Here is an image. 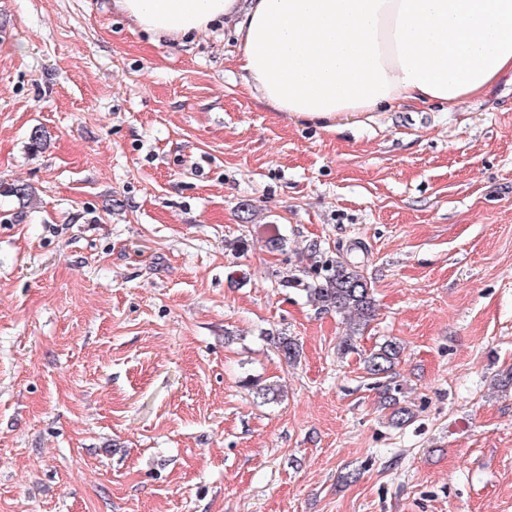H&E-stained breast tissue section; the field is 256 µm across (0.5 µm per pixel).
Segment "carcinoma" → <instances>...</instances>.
Masks as SVG:
<instances>
[{"label": "carcinoma", "mask_w": 512, "mask_h": 512, "mask_svg": "<svg viewBox=\"0 0 512 512\" xmlns=\"http://www.w3.org/2000/svg\"><path fill=\"white\" fill-rule=\"evenodd\" d=\"M309 300L325 310L333 309L346 315L351 334L341 342V351L349 353L354 349L352 332L366 324L375 316V300L370 284L357 270V266L347 261H338L328 269L321 281L306 289ZM276 348L285 360L294 364L300 356L299 346L287 336L274 340ZM401 355V346L395 341H386L378 346L365 360L366 372L374 379L391 376ZM401 388L382 384L379 386V399L384 407L392 409V424L401 428L413 418L412 411L400 405Z\"/></svg>", "instance_id": "1"}]
</instances>
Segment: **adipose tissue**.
I'll list each match as a JSON object with an SVG mask.
<instances>
[{"label": "adipose tissue", "mask_w": 512, "mask_h": 512, "mask_svg": "<svg viewBox=\"0 0 512 512\" xmlns=\"http://www.w3.org/2000/svg\"><path fill=\"white\" fill-rule=\"evenodd\" d=\"M135 26L183 40L221 19L247 90L332 128L384 105L455 107L512 80V0H114Z\"/></svg>", "instance_id": "ef3b65f1"}]
</instances>
